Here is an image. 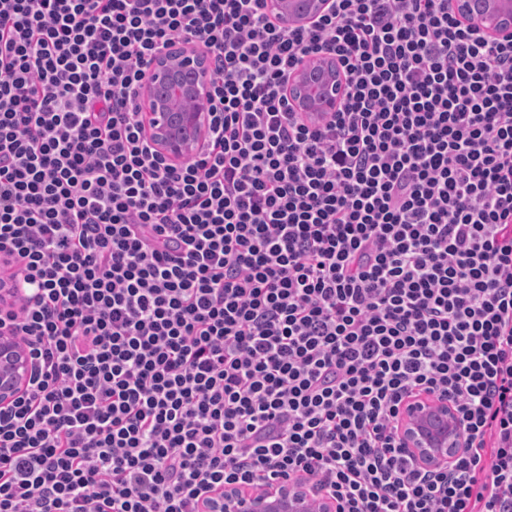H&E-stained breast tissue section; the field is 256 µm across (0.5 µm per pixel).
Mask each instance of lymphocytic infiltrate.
<instances>
[{
    "mask_svg": "<svg viewBox=\"0 0 512 512\" xmlns=\"http://www.w3.org/2000/svg\"><path fill=\"white\" fill-rule=\"evenodd\" d=\"M209 60L178 167L138 94ZM346 75L319 125L314 55ZM0 323L35 370L0 407V512H223L293 478L344 512H512V36L450 0H0ZM467 451L399 450L413 393ZM331 0H267L268 13L280 23L288 25H308L314 18L325 13ZM343 74L329 56L298 66L288 79V99L296 112H335L341 101Z\"/></svg>",
    "mask_w": 512,
    "mask_h": 512,
    "instance_id": "1",
    "label": "lymphocytic infiltrate"
}]
</instances>
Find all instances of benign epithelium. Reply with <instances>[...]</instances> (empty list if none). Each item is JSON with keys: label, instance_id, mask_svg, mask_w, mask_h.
Listing matches in <instances>:
<instances>
[{"label": "benign epithelium", "instance_id": "7a95c632", "mask_svg": "<svg viewBox=\"0 0 512 512\" xmlns=\"http://www.w3.org/2000/svg\"><path fill=\"white\" fill-rule=\"evenodd\" d=\"M330 0H267L268 13L280 23L307 25L326 12ZM459 17L492 38L512 34V0H451ZM343 74L329 56L311 59L288 79V99L298 112L336 111ZM143 126L156 151L177 167L194 154L193 139L205 142L210 131V73L201 54L171 46L151 65L139 92ZM31 366L21 337L0 329V405L25 388ZM401 450L423 470L446 468L465 450L453 403L426 394L409 398L398 421ZM306 483L278 482L261 492L224 488V512H309Z\"/></svg>", "mask_w": 512, "mask_h": 512}]
</instances>
